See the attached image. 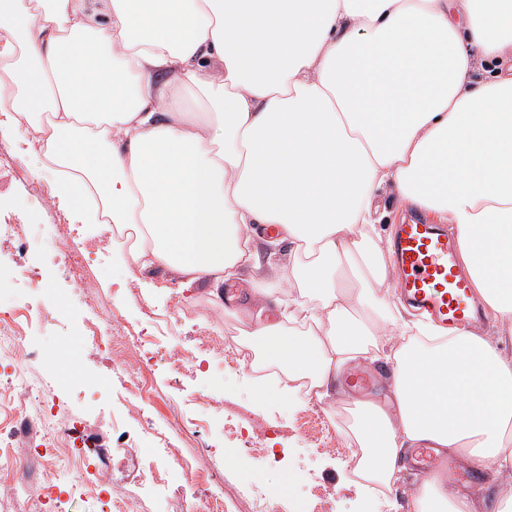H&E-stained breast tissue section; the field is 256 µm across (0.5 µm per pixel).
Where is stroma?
<instances>
[{
  "label": "stroma",
  "instance_id": "35a3bbf8",
  "mask_svg": "<svg viewBox=\"0 0 512 512\" xmlns=\"http://www.w3.org/2000/svg\"><path fill=\"white\" fill-rule=\"evenodd\" d=\"M11 126L0 121V145L13 154L18 177L0 195V219L35 217L32 260L46 288L65 300L52 319L32 318L25 339L35 355L23 372L49 382L60 419H82L86 433L108 451L103 467L66 448L43 458V467L60 474L48 512H88L108 486L118 488L133 512H210L216 500L220 512H253L248 491L255 485L267 492L265 512H385L408 499L416 481L411 470L388 494L354 485L341 413L313 398L299 404L258 400L247 358L220 370L199 363L200 339L211 338L219 352L240 327L223 297L207 286L184 287L180 276L160 265L129 278L108 251L90 255L84 286H74L48 244L72 231L90 240L102 230L75 221L73 203L56 197L33 144ZM36 187L46 194L41 209L32 196ZM107 317L119 329L147 333L161 353L180 349V365L161 355L147 359L133 342L119 359L83 342L80 322ZM126 363L147 364L154 387L135 412L125 390ZM150 423L156 434L147 432Z\"/></svg>",
  "mask_w": 512,
  "mask_h": 512
}]
</instances>
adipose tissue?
<instances>
[{"label": "adipose tissue", "mask_w": 512, "mask_h": 512, "mask_svg": "<svg viewBox=\"0 0 512 512\" xmlns=\"http://www.w3.org/2000/svg\"><path fill=\"white\" fill-rule=\"evenodd\" d=\"M0 23V112L24 116L78 220L134 232L112 247L126 274L161 264L217 289L248 268L262 310L274 274L308 325L242 320L251 370L280 374L257 398L350 407L361 487H392L424 445L487 478L423 477L410 512H512V358L407 324L379 289L383 250H363L395 186L456 229L512 335V0H0ZM356 361L389 367L382 397L351 395Z\"/></svg>", "instance_id": "obj_1"}]
</instances>
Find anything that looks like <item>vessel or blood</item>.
<instances>
[{
    "label": "vessel or blood",
    "instance_id": "vessel-or-blood-1",
    "mask_svg": "<svg viewBox=\"0 0 512 512\" xmlns=\"http://www.w3.org/2000/svg\"><path fill=\"white\" fill-rule=\"evenodd\" d=\"M390 248L399 296L416 316L446 329L479 323L482 309L459 265L458 238L412 215L395 226Z\"/></svg>",
    "mask_w": 512,
    "mask_h": 512
}]
</instances>
